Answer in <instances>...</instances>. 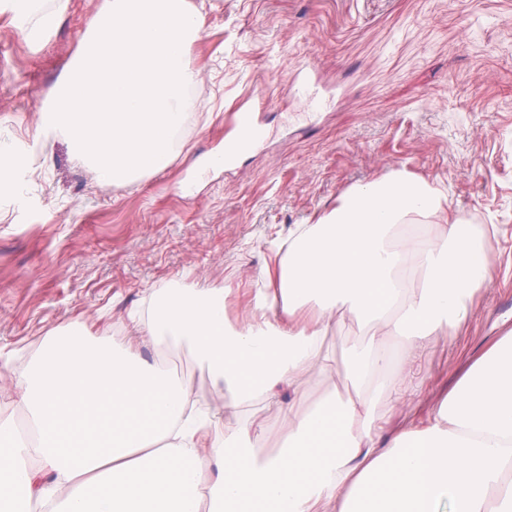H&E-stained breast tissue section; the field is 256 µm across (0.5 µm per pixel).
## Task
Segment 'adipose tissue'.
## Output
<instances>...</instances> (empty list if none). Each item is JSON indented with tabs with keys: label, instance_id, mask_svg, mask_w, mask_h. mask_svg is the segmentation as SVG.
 Masks as SVG:
<instances>
[{
	"label": "adipose tissue",
	"instance_id": "ef3b65f1",
	"mask_svg": "<svg viewBox=\"0 0 512 512\" xmlns=\"http://www.w3.org/2000/svg\"><path fill=\"white\" fill-rule=\"evenodd\" d=\"M27 39L52 31L45 0H0ZM446 197L399 171L357 186L317 223L288 238L272 288L248 301L238 327L220 288L178 285L153 293L138 340L188 350L216 404L201 413L166 365L132 347L60 331L17 380L28 432L0 417V512H512V336L476 359L420 427L382 438L373 403L402 397L417 354L451 333L487 280L493 233L474 238L456 215L435 235L425 225ZM419 274L403 285L407 270ZM352 318L367 344L343 362L325 347ZM402 339L406 358L382 347ZM344 381L313 409L289 416L276 452L248 419L253 404L284 414L279 387L309 377Z\"/></svg>",
	"mask_w": 512,
	"mask_h": 512
}]
</instances>
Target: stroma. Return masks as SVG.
Returning a JSON list of instances; mask_svg holds the SVG:
<instances>
[{"label":"stroma","mask_w":512,"mask_h":512,"mask_svg":"<svg viewBox=\"0 0 512 512\" xmlns=\"http://www.w3.org/2000/svg\"><path fill=\"white\" fill-rule=\"evenodd\" d=\"M68 0L29 42L0 13V134L19 169L0 190V413L24 412L15 383L59 329L124 344L127 316L179 282L223 289L246 322L262 270L299 226L356 186L408 171L442 188L468 224L495 228L489 280L466 322L417 358L401 402L375 401L387 433L425 421L467 367L512 330V0H186L203 16L191 51L198 108L169 163L104 187L59 136L40 131L95 13ZM308 63V91L290 90ZM255 112L264 142L211 166Z\"/></svg>","instance_id":"35a3bbf8"}]
</instances>
